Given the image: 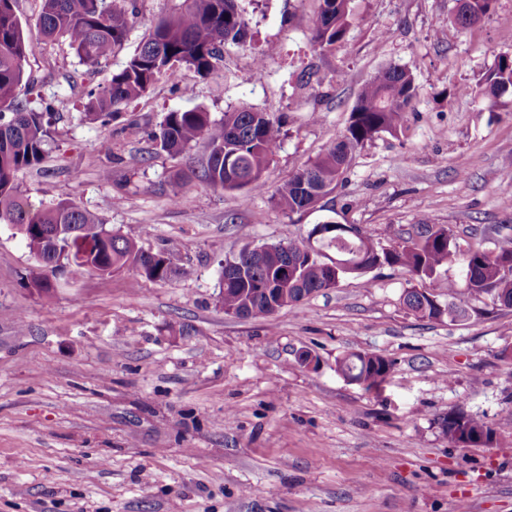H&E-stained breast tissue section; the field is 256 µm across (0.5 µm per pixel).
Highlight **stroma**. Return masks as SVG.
Returning <instances> with one entry per match:
<instances>
[{"label": "stroma", "instance_id": "obj_1", "mask_svg": "<svg viewBox=\"0 0 512 512\" xmlns=\"http://www.w3.org/2000/svg\"><path fill=\"white\" fill-rule=\"evenodd\" d=\"M239 3L250 36L225 43L212 74L178 68L104 126L84 116L87 86L110 82L183 0H136L126 42L93 67L44 39L40 0H17L26 85L55 110L46 158L18 173L20 192L74 202L143 251H178L169 281L125 270L104 286L67 271L47 297L30 286L24 239L0 223V512H512V308L482 296L437 321L402 305L405 290L462 283L457 267L436 280L387 266L348 275L269 317L221 307L225 260L329 220L387 248L423 222L463 248L512 229V109H491L479 88L512 56V0L467 28L456 0H351L329 50L312 40L320 0ZM390 64L417 87L408 127L365 143L316 206L274 207L269 190L343 134ZM196 107L215 120L283 116L267 193L245 202L179 180L205 144L173 158L153 135L167 113ZM301 349L317 368L298 363ZM351 352L390 362L379 391L337 373ZM459 412L485 421L493 445L449 443L440 422Z\"/></svg>", "mask_w": 512, "mask_h": 512}]
</instances>
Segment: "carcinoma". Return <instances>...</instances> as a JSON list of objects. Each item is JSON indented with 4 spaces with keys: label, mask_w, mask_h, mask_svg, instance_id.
Returning <instances> with one entry per match:
<instances>
[{
    "label": "carcinoma",
    "mask_w": 512,
    "mask_h": 512,
    "mask_svg": "<svg viewBox=\"0 0 512 512\" xmlns=\"http://www.w3.org/2000/svg\"><path fill=\"white\" fill-rule=\"evenodd\" d=\"M320 12L313 35L322 50L342 41L349 26L351 0H320ZM496 0H467L470 16L481 20L494 10ZM16 0H0V222L25 229L23 239L40 268L53 261L51 273L67 265L92 272L107 285L112 274L132 269L154 282H166L173 273L174 251L168 249L157 259L141 251L124 235L109 234L101 218L75 204L35 206L16 185L18 172L35 167L45 157L51 106L39 101L30 107L16 101V89L24 74L29 52ZM136 12L135 0H41L38 25L50 40H68L80 60L96 64L108 58L127 39L129 15ZM248 34V20L236 0H184L180 11L159 21L144 36L139 49L122 70L104 86L86 92V116L106 126L112 108L134 102L157 82L184 66L202 75L210 74L221 61L226 42L242 43ZM482 93L490 107H506L503 97L512 91V57L501 56L483 76ZM416 98L411 71L390 65L378 71L361 90L346 131L308 165L281 183L271 194L280 209L299 211L334 192L343 181L355 153L380 132L396 133L409 122ZM282 117L266 111L240 109L224 113L216 121L201 109L169 112L154 140L160 150L176 157L202 141L208 154L192 174L213 189L237 191L243 200L266 192L264 173L278 147ZM499 235L495 247L480 245L466 251L457 249L448 229L434 224L420 225L418 238L392 248H380L356 225L350 231L333 232L321 241V248L355 261L349 271L327 266L321 252L309 254L305 242H288V252L297 263L285 268L279 246L251 252L245 271L223 281L224 310L241 309L248 316L270 317L275 310L295 306L324 289L334 288L348 274H364L374 268H400L420 279H434L450 264H456L466 282L463 291L450 282L437 296L416 290L403 295V305L414 315L439 320L451 311L467 312L473 299L486 295L499 306L512 307V235ZM263 288H276L268 297ZM391 363L370 354H353L336 360V372L354 380L368 391H378L387 381ZM441 432L453 444L457 435L467 436L462 447L490 446L493 430L482 420L457 413L441 421Z\"/></svg>",
    "instance_id": "carcinoma-1"
}]
</instances>
